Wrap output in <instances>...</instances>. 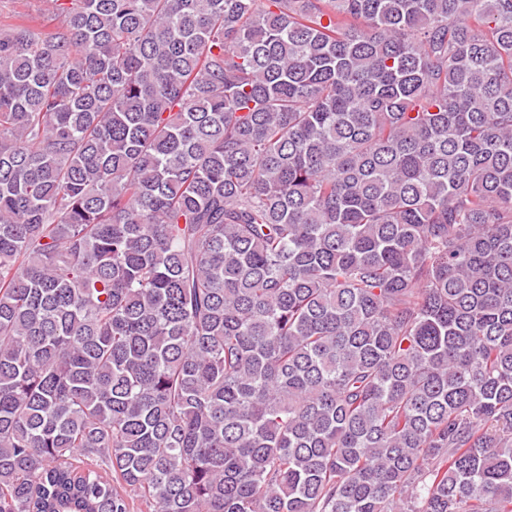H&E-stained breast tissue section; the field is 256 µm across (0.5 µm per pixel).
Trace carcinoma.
<instances>
[{"label": "carcinoma", "instance_id": "1", "mask_svg": "<svg viewBox=\"0 0 512 512\" xmlns=\"http://www.w3.org/2000/svg\"><path fill=\"white\" fill-rule=\"evenodd\" d=\"M0 24V512H512V0H51Z\"/></svg>", "mask_w": 512, "mask_h": 512}]
</instances>
